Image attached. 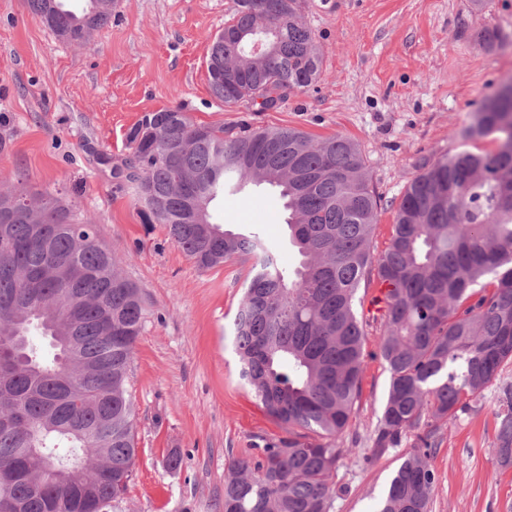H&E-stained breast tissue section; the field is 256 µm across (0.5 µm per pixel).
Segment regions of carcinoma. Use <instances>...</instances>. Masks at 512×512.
Instances as JSON below:
<instances>
[{
	"label": "carcinoma",
	"mask_w": 512,
	"mask_h": 512,
	"mask_svg": "<svg viewBox=\"0 0 512 512\" xmlns=\"http://www.w3.org/2000/svg\"><path fill=\"white\" fill-rule=\"evenodd\" d=\"M112 2L85 0L77 14L63 0H25L36 21L71 45L87 41V27L111 22ZM304 4L234 0L230 31H267L274 47L255 58L233 39L211 42L207 60H233L245 87L210 70L216 98L265 112L316 82L321 58ZM458 136L466 144L490 137L496 147L423 164L377 254L379 197L344 136L314 143L291 127L199 126L181 106L149 112L128 132L131 154L112 178L133 192L143 223L165 225L202 270L235 255L263 258L251 266L234 346L257 404L285 436L229 461L224 512H330L332 478L347 454L342 435L362 392L366 333L355 301L372 277L390 288L379 344L388 387L369 436L372 456L415 434L376 512H430L436 422L479 400L512 361V102L501 104L498 92L487 98ZM189 142L183 167L171 166L168 148ZM251 182L280 191L299 256L292 272L260 236L212 222L213 200ZM32 200L8 224L11 252H0V417L10 418L0 423V468L16 462V449L31 448L25 471L50 461L56 472L40 495L26 479L11 486L26 512H46V500L76 487L94 504L65 512H103L97 504L119 502L135 466L127 381L148 307L97 225L76 219L59 198ZM70 335L79 337L71 350ZM501 405L496 454L511 467L512 385L501 387Z\"/></svg>",
	"instance_id": "1"
}]
</instances>
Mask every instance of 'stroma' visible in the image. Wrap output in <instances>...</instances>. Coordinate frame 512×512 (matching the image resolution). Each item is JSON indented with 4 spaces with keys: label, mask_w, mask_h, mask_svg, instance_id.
<instances>
[{
    "label": "stroma",
    "mask_w": 512,
    "mask_h": 512,
    "mask_svg": "<svg viewBox=\"0 0 512 512\" xmlns=\"http://www.w3.org/2000/svg\"><path fill=\"white\" fill-rule=\"evenodd\" d=\"M233 0H118L111 22L82 46L56 39L24 0H0V188L58 194L97 225L101 243L142 291L149 315L133 354L129 390L137 408L136 464L122 502L106 512H222L226 465L281 429L238 376L232 323L251 263L236 256L198 270L161 224L143 223L111 168L129 154L128 130L145 113L182 106L201 125L293 127L321 140L352 139L380 198L376 249H384L396 207L423 162L459 148V130L512 77V0H306L305 17L322 65L318 81L278 109L224 105L206 71L208 46ZM504 43L487 49L481 32ZM224 229L256 233L294 268L299 260L276 188L247 185L211 205ZM362 284L366 320L362 394L343 434L352 453L333 478L332 512H374L415 441L369 462L368 436L386 394L381 330ZM497 385L440 423L429 458L436 474L431 512H512V467L496 458ZM178 454L181 465L166 461Z\"/></svg>",
    "instance_id": "obj_1"
}]
</instances>
